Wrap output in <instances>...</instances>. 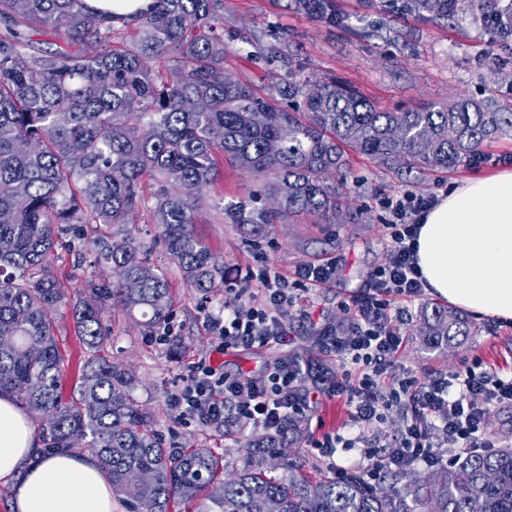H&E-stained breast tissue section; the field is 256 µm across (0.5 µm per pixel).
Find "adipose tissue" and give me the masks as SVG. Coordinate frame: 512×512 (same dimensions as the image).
Masks as SVG:
<instances>
[{
  "mask_svg": "<svg viewBox=\"0 0 512 512\" xmlns=\"http://www.w3.org/2000/svg\"><path fill=\"white\" fill-rule=\"evenodd\" d=\"M417 259L428 289L461 309L512 321V170L469 178L419 220ZM0 483L13 512H119L88 452L46 453L10 393H0Z\"/></svg>",
  "mask_w": 512,
  "mask_h": 512,
  "instance_id": "obj_1",
  "label": "adipose tissue"
}]
</instances>
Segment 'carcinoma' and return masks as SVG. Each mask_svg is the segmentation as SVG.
I'll use <instances>...</instances> for the list:
<instances>
[{
  "mask_svg": "<svg viewBox=\"0 0 512 512\" xmlns=\"http://www.w3.org/2000/svg\"><path fill=\"white\" fill-rule=\"evenodd\" d=\"M471 0H405L421 19H452ZM483 21L512 42V0H480ZM317 21L336 23L334 0H294ZM67 47H42L38 29ZM284 77L264 90L224 71V0H155L135 24L106 23L83 0H0V391L43 416L52 451L87 440L125 512H512V448L471 450L438 472L393 471L383 484L356 474L311 480L288 453L303 436L290 419L254 435L242 465L229 471L210 448H165L134 398L133 376L102 355L112 335L111 308L140 314L148 332L174 306L167 273L153 265L131 232L129 216L150 213L187 287L208 295L224 286V265L192 224L202 189L228 163L261 186L267 202L236 212L251 234L296 216L358 224L339 187L348 151L403 176L448 170L512 132V110L458 98L414 109H380L334 77L305 74L297 50ZM64 224L108 227L96 238L98 261L112 279L85 281L71 303L90 357L79 397L63 401V362L54 312L66 303L52 258ZM462 315L433 306L413 329L430 349L471 335Z\"/></svg>",
  "mask_w": 512,
  "mask_h": 512,
  "instance_id": "1",
  "label": "carcinoma"
}]
</instances>
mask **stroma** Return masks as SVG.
Wrapping results in <instances>:
<instances>
[{
    "label": "stroma",
    "instance_id": "35a3bbf8",
    "mask_svg": "<svg viewBox=\"0 0 512 512\" xmlns=\"http://www.w3.org/2000/svg\"><path fill=\"white\" fill-rule=\"evenodd\" d=\"M334 4L344 18L336 26L298 13L292 0H224V41L230 48L224 58L225 71L255 88L267 86L282 72L280 63L269 61V49L284 37L296 47L310 74L346 80L386 111L460 97L512 109V43L503 44L494 29L471 13L451 21H426L400 10L367 6L365 0H334ZM482 154L481 162L410 179L396 177L366 157L352 154L344 202L359 212L361 223L324 224L311 217H295L269 225L256 237L243 232L230 209L251 205L258 184L228 166L223 179L205 191L193 229L223 261L228 286L239 284L247 268L259 260L290 276L303 265L335 259V286L310 290L305 304L314 315L338 320L344 316L341 303L365 289L369 274L388 260L389 202L407 192L437 196L456 181L512 169V134L485 143ZM129 229L152 261L167 269L176 305L166 327L155 336L143 333L133 320L116 315L105 354L134 374V396L149 413L164 447L212 448L228 465H238L252 429L226 436L197 419L180 416L174 405L175 395L197 363L208 357L227 373L251 377L267 363L288 357L320 358L332 371L338 362L322 357L311 324L293 311L287 314L293 325L289 345L215 353L209 318L223 311V295L204 298L187 288L149 212L134 216ZM64 239L66 245L57 249L52 266L61 288L73 299L86 279L109 277L111 270L107 264L95 263L91 238L81 236L77 228H70ZM471 321L473 336L457 348L432 351L418 337H408L402 364L431 374L456 369L464 358L476 356L487 370L512 376V328L481 315L472 316ZM56 334L64 358L63 398L69 401L77 395L79 370L87 353L68 307L56 313ZM174 337L182 339L181 349H173L170 340ZM348 424L345 397L327 392L312 402L304 420L307 434L314 437Z\"/></svg>",
    "mask_w": 512,
    "mask_h": 512
}]
</instances>
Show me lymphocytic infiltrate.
Masks as SVG:
<instances>
[{
  "instance_id": "1",
  "label": "lymphocytic infiltrate",
  "mask_w": 512,
  "mask_h": 512,
  "mask_svg": "<svg viewBox=\"0 0 512 512\" xmlns=\"http://www.w3.org/2000/svg\"><path fill=\"white\" fill-rule=\"evenodd\" d=\"M433 204V197L425 195L396 201L391 208L387 263L372 273L369 289L346 304L345 321L323 322L315 328L322 353L336 356L340 363L332 391L346 397L353 431L313 438L307 446L328 458L341 448L360 449L354 471L371 482L389 471L445 467L470 450L494 447L485 423L498 406L512 404V377L487 371L479 360H466L456 370L429 376L417 375L399 362L414 324L409 304L425 290L415 249L418 220ZM336 270L332 259L299 267L290 277L264 263L250 268L247 285L232 289L224 300L223 315L210 320L216 351L287 344L292 336L288 309L298 308L302 319L311 320V312L303 306L304 295L313 288L332 286ZM252 282L258 283L259 296L249 295L247 286ZM314 370L312 361L284 359L258 376L242 379L203 362L181 389L176 404L182 415L211 427H223L229 413L234 421L271 430L302 412V383H310L311 393L321 392ZM396 408L402 412L400 430L385 444H375L370 432Z\"/></svg>"
}]
</instances>
